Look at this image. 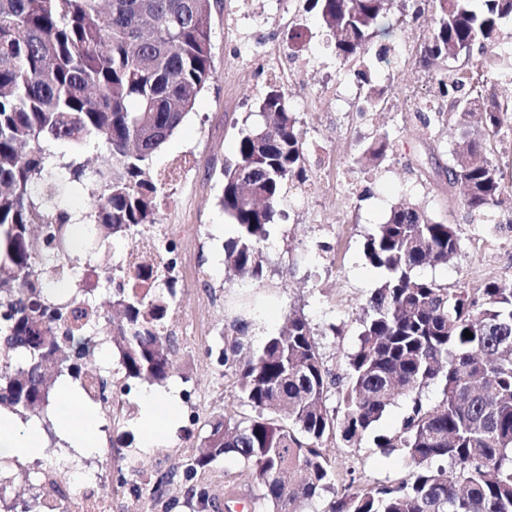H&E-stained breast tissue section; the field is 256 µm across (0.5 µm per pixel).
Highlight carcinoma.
<instances>
[{"instance_id":"obj_1","label":"carcinoma","mask_w":512,"mask_h":512,"mask_svg":"<svg viewBox=\"0 0 512 512\" xmlns=\"http://www.w3.org/2000/svg\"><path fill=\"white\" fill-rule=\"evenodd\" d=\"M429 29L419 64L434 68L441 100L426 107L454 117L458 144L448 183L468 217L481 220L506 204L502 174L487 142L512 118V99L474 92L507 70L489 57L475 72L471 47L500 37L512 0H418ZM220 0H0V406L35 415L49 405V381L82 380L78 361L108 343L128 382L162 386L172 376L174 339L166 333L177 289L149 271L124 283L109 272L120 319L101 324L93 291L68 298L51 283L74 271L67 247L72 215L51 206L58 192L50 145L75 151L95 141L110 155L95 172L89 219L103 238L135 240L158 223L164 198L149 170L152 154L193 110L214 75L211 20ZM393 0H305L343 65L356 64L363 103L375 110L369 54L377 38L394 37ZM456 66L448 67V62ZM468 89L461 95L459 91ZM258 121L241 130L237 159L224 164L222 205L236 226L224 242V265L245 284L264 278L262 244L288 183L304 185L303 133L288 97L272 86L256 105ZM388 136L364 148L357 163L376 167ZM453 224L402 203L363 245L386 272L364 306L362 330L347 356L345 378L325 364L307 318L251 347L254 304L243 298L225 316L224 347L207 355L234 379L249 413L210 423L201 450L183 464L187 504L195 512H233L219 505L203 471L235 456L239 476L258 487L255 512H302L331 488L328 439L355 445L399 396L410 400L400 430L376 438L383 453L400 451L409 478L344 489L324 512H512V288L495 281L472 290L417 277L423 265L458 253ZM473 337L468 339L464 331ZM435 385L441 398H422ZM337 390L335 406L329 405ZM175 474L156 481L163 512Z\"/></svg>"}]
</instances>
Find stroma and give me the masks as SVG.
Wrapping results in <instances>:
<instances>
[{"instance_id": "stroma-1", "label": "stroma", "mask_w": 512, "mask_h": 512, "mask_svg": "<svg viewBox=\"0 0 512 512\" xmlns=\"http://www.w3.org/2000/svg\"><path fill=\"white\" fill-rule=\"evenodd\" d=\"M302 12L303 0H224L223 10L212 19L214 77L150 160L152 174L168 175L158 221L198 230L191 266L207 275L206 282L180 289L177 298L183 317L197 326L198 342L192 350L181 344L175 349L167 385L191 393L192 401L179 403L167 443L146 448L133 437L141 417L140 396L147 388L140 382L121 397L116 420H101L98 447H74L56 420L42 416L48 443L38 460L26 463V470L37 473L48 463L68 484L91 477L89 463L109 460L127 468L130 484L147 492L161 474L179 469L188 453L196 451L208 421L241 411L231 376L206 350L222 348L224 308L237 293V281L224 267V241L233 236L234 227L220 203L221 171L235 161L239 133L269 86L267 64H278L282 89L300 116L310 182L306 190L289 192L286 215L276 218L264 248L266 276L258 292L262 312L253 322L260 334L253 337V346L277 333L286 313L295 311L309 320L327 366L343 373L358 343L366 300L385 279L366 260L363 243L402 202L455 224L461 239L448 264L418 268L419 277L451 287L476 289L494 280L512 288V230L507 227L512 213L495 212V231L469 222L448 186L457 131L447 115L431 112L423 120L417 115L435 91L418 62L427 36L425 21L401 25L389 61H372V81L383 89L385 102L381 109L366 110L353 68L327 50L314 18L306 20L309 32L299 56H289L288 29ZM241 50L254 54L251 67L238 63ZM383 133L390 141L384 163L375 169L359 166L361 149ZM56 179L62 206L71 213L74 235L83 246L81 260L119 262L126 240L102 246L88 235L92 179L72 183L62 169ZM192 407L199 419L190 428L186 417ZM327 448L336 475L333 490L352 480L362 485L397 482L411 473L400 453H381L372 437L356 446L333 439ZM17 468L13 458H0V482L8 486L0 512H42L36 489L13 488Z\"/></svg>"}]
</instances>
